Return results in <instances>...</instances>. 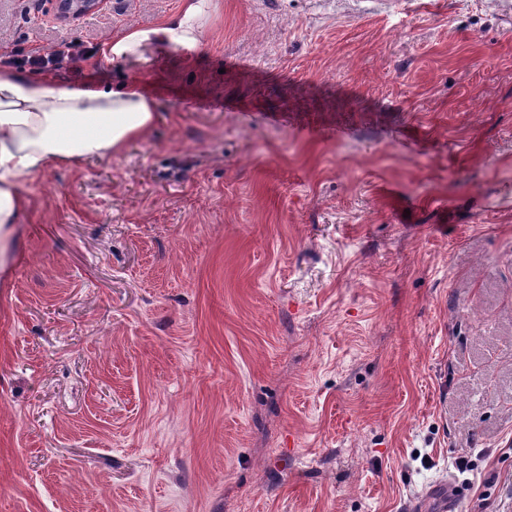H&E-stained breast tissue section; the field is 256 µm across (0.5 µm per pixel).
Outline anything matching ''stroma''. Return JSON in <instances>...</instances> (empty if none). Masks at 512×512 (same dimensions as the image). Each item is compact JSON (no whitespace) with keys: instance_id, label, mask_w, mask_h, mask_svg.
<instances>
[{"instance_id":"35a3bbf8","label":"stroma","mask_w":512,"mask_h":512,"mask_svg":"<svg viewBox=\"0 0 512 512\" xmlns=\"http://www.w3.org/2000/svg\"><path fill=\"white\" fill-rule=\"evenodd\" d=\"M182 0H0V52ZM158 119L0 272V512H512V0H212L95 56ZM470 462L458 469V458ZM209 0H185L182 10L152 28L133 27L121 37L108 41L104 54L112 61L142 58L145 51L158 40L175 44L196 42L208 17ZM451 487L450 493H446L444 490L440 493L433 496L434 500L432 509H425V501H417L413 504V506L407 510L409 511H426L430 510L431 512H456L457 511V493H455Z\"/></svg>"}]
</instances>
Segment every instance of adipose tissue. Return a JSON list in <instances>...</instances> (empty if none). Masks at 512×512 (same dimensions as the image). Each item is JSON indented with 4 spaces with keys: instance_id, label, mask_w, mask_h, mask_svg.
Returning a JSON list of instances; mask_svg holds the SVG:
<instances>
[{
    "instance_id": "1",
    "label": "adipose tissue",
    "mask_w": 512,
    "mask_h": 512,
    "mask_svg": "<svg viewBox=\"0 0 512 512\" xmlns=\"http://www.w3.org/2000/svg\"><path fill=\"white\" fill-rule=\"evenodd\" d=\"M208 9V0H184L178 14L152 28L129 29L108 41L104 53L121 62L142 58L158 40L197 41ZM156 119L155 101L133 84L54 88L20 72L0 71V248L29 211L26 185L54 169L119 153Z\"/></svg>"
}]
</instances>
